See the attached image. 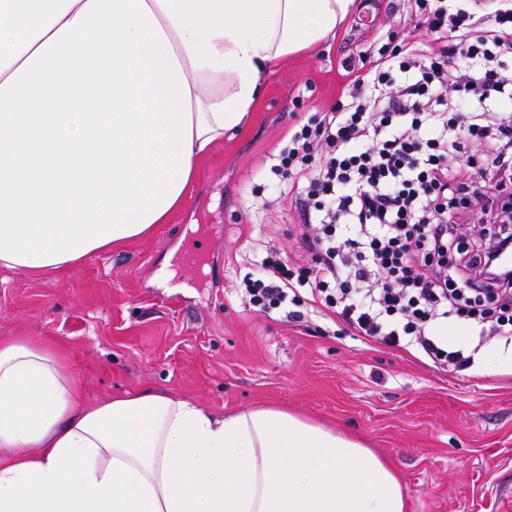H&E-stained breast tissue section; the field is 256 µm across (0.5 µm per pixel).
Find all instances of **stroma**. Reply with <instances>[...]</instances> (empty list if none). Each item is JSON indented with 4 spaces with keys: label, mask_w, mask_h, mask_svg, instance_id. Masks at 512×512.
<instances>
[{
    "label": "stroma",
    "mask_w": 512,
    "mask_h": 512,
    "mask_svg": "<svg viewBox=\"0 0 512 512\" xmlns=\"http://www.w3.org/2000/svg\"><path fill=\"white\" fill-rule=\"evenodd\" d=\"M414 8L379 0L336 39L274 63L243 126L201 158L182 208L148 237L62 272L0 267V338L63 343L89 403L151 388L216 415L266 405L336 427L394 468L409 512H512V344L448 324L449 349L476 356L446 373L321 314L251 311L237 291L265 252L310 266L272 167L345 93L343 61L376 55ZM193 224L204 256L189 268Z\"/></svg>",
    "instance_id": "obj_1"
}]
</instances>
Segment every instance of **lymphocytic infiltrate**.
<instances>
[{
	"label": "lymphocytic infiltrate",
	"instance_id": "1",
	"mask_svg": "<svg viewBox=\"0 0 512 512\" xmlns=\"http://www.w3.org/2000/svg\"><path fill=\"white\" fill-rule=\"evenodd\" d=\"M420 44L397 45L371 70L351 69L349 99L296 131L274 165L295 194L314 264L277 252L241 290L260 313L292 320L327 310L369 342L422 350L437 366L469 359L436 329L460 319L512 339V276L489 273L512 251V6L481 21L435 0ZM489 225L480 243L463 224Z\"/></svg>",
	"mask_w": 512,
	"mask_h": 512
}]
</instances>
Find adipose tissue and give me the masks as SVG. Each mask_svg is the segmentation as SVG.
I'll return each mask as SVG.
<instances>
[{"label":"adipose tissue","mask_w":512,"mask_h":512,"mask_svg":"<svg viewBox=\"0 0 512 512\" xmlns=\"http://www.w3.org/2000/svg\"><path fill=\"white\" fill-rule=\"evenodd\" d=\"M358 0H0V266L61 271L168 223L274 62ZM0 512H406L360 441L139 389L88 405L66 348L0 339Z\"/></svg>","instance_id":"adipose-tissue-1"}]
</instances>
